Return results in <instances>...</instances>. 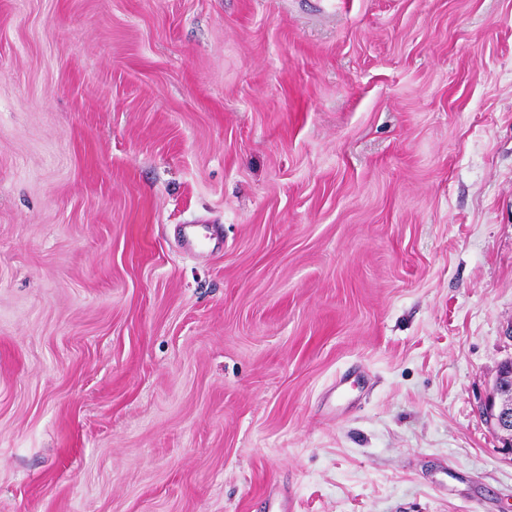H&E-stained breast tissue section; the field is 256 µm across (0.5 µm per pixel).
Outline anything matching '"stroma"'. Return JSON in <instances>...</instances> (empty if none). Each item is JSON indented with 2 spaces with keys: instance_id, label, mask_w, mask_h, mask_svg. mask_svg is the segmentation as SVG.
<instances>
[{
  "instance_id": "35a3bbf8",
  "label": "stroma",
  "mask_w": 512,
  "mask_h": 512,
  "mask_svg": "<svg viewBox=\"0 0 512 512\" xmlns=\"http://www.w3.org/2000/svg\"><path fill=\"white\" fill-rule=\"evenodd\" d=\"M512 0H0V512H512ZM482 413L500 438L512 446V359L504 360L498 366Z\"/></svg>"
}]
</instances>
